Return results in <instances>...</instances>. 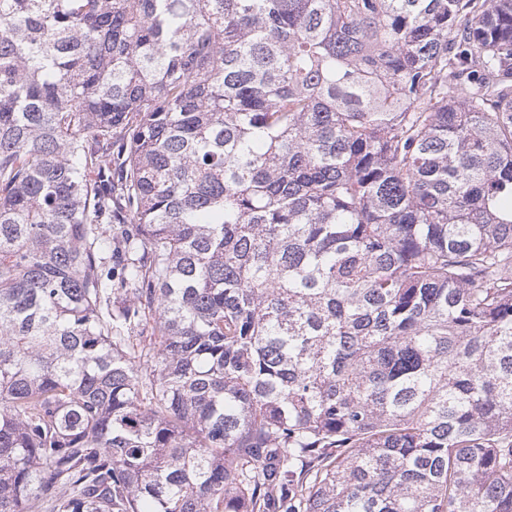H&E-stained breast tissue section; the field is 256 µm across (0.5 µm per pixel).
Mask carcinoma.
Segmentation results:
<instances>
[{
    "label": "carcinoma",
    "mask_w": 512,
    "mask_h": 512,
    "mask_svg": "<svg viewBox=\"0 0 512 512\" xmlns=\"http://www.w3.org/2000/svg\"><path fill=\"white\" fill-rule=\"evenodd\" d=\"M0 512H512V0H0Z\"/></svg>",
    "instance_id": "carcinoma-1"
}]
</instances>
